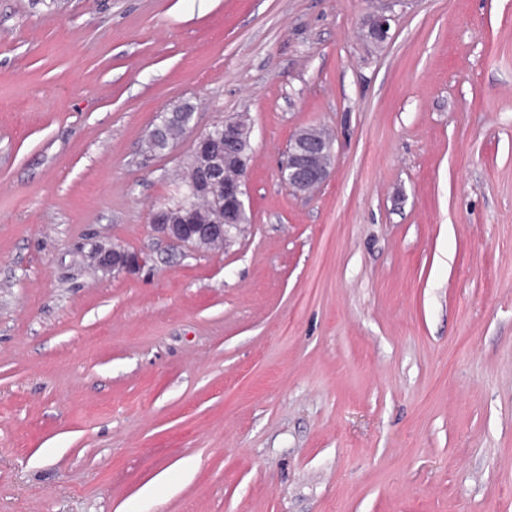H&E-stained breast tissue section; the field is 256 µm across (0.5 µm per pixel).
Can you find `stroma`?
<instances>
[{
	"mask_svg": "<svg viewBox=\"0 0 512 512\" xmlns=\"http://www.w3.org/2000/svg\"><path fill=\"white\" fill-rule=\"evenodd\" d=\"M384 6L373 44L375 0H0V512H512V0ZM242 114L249 224L170 245ZM391 16L385 15L383 12L373 13L367 23L364 36L372 42H383L390 30ZM387 26V29H384ZM194 115V106L189 109L178 107L172 112H165L161 116V122L157 125L149 135V144L154 143L156 137L163 131V128L170 122H178L182 125L184 133L191 129V123ZM182 134L178 127L171 128L166 137L154 143V150L156 152H163L169 148L171 139H177ZM310 129L292 135L288 160L279 175L282 183L296 194L310 192L325 182L335 157L333 140L319 130L318 135H312ZM96 266L105 273L114 271L134 272L146 262V257L136 251L118 247H98L91 255Z\"/></svg>",
	"mask_w": 512,
	"mask_h": 512,
	"instance_id": "obj_1",
	"label": "stroma"
}]
</instances>
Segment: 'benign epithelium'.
<instances>
[{
    "label": "benign epithelium",
    "instance_id": "7a95c632",
    "mask_svg": "<svg viewBox=\"0 0 512 512\" xmlns=\"http://www.w3.org/2000/svg\"><path fill=\"white\" fill-rule=\"evenodd\" d=\"M392 17L377 12L371 15L364 36L372 42H382L388 36L386 27ZM194 108H177L161 116L149 135V143L170 122H178L184 131L191 129ZM251 129L238 119L215 125L196 136L190 157H206V165L197 179L187 187V202L183 205L186 218L181 224L168 221V210L159 208L152 213V228L158 236L178 246L194 249L225 247L246 220L244 196L247 168L236 165L230 175L225 168L240 159L242 144L249 139ZM333 140L324 133L312 135L304 128L295 132L288 145V160L280 171L282 183L296 194L314 190L327 180L334 161ZM96 266L105 273L134 272L146 262L136 251L118 247H98L91 255Z\"/></svg>",
    "mask_w": 512,
    "mask_h": 512
}]
</instances>
